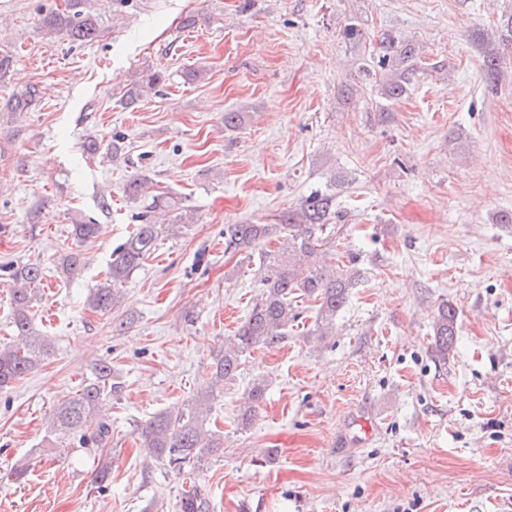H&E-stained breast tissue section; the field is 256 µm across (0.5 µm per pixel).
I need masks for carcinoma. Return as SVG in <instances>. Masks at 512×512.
Segmentation results:
<instances>
[{"mask_svg": "<svg viewBox=\"0 0 512 512\" xmlns=\"http://www.w3.org/2000/svg\"><path fill=\"white\" fill-rule=\"evenodd\" d=\"M42 24L45 31L63 34L79 45L97 40L100 29L98 17L83 10L82 0H66L64 10L47 13ZM418 52L410 43L397 44L390 37H382L377 56L372 62L388 75L383 84L384 94L393 99L406 95L415 75ZM163 82L161 74L148 70L125 93L124 104L135 108L145 93ZM37 89L30 85L11 94L6 110L27 112L36 102ZM126 194L141 204L137 214L140 224L133 234L115 250V258L108 277L92 289L88 304L96 311L106 312L120 299V285L156 250L162 224H184L186 214L181 201L164 193L150 192L148 178L134 177L126 183ZM335 204L332 194L317 193L307 200L301 211L288 214L281 224H229L224 228L227 251H243L275 239L281 241L278 252L268 256L260 266L263 292L254 303L248 317L235 334L224 343V353L211 364L209 384L198 391L191 405L175 415L159 412L138 428L143 447L162 459L173 472L201 465L209 456L224 447V436L206 427L211 404L224 382L234 378L241 358L257 347H273L286 337L288 326L300 318L295 298L306 296L318 302L316 332L328 335L326 329L336 319V312L346 303L349 291L355 287L359 274L337 269L299 266L294 256H311L324 240V231ZM98 225L84 222L71 226V236L79 243L94 238ZM0 272L14 283L12 309L18 340L0 344V387H6L35 369L49 354L46 340L33 335L31 326L33 287L43 279V268L37 263H18L6 259L0 263ZM458 313L449 304L438 307L434 319L433 336L435 357L448 359V350L457 336ZM121 386L112 376V363L99 361L93 368V377L70 398L58 403L52 414V433L58 438L80 436L85 442L104 449L109 444L111 426L100 421L90 431L88 424L102 403L116 397ZM264 381H255L238 409V425L249 428L260 404L264 401ZM178 512H210L209 500L197 488L184 491L177 502Z\"/></svg>", "mask_w": 512, "mask_h": 512, "instance_id": "obj_1", "label": "carcinoma"}]
</instances>
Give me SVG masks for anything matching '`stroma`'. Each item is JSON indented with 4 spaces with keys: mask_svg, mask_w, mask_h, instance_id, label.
<instances>
[{
    "mask_svg": "<svg viewBox=\"0 0 512 512\" xmlns=\"http://www.w3.org/2000/svg\"><path fill=\"white\" fill-rule=\"evenodd\" d=\"M62 2L0 0L13 58L0 101L40 89L29 111L0 112V259L41 264L32 325L51 345L0 389V512H177L193 485L210 512H512V224L498 221L512 211V0H87L100 36L86 45L42 29ZM386 34L421 53L398 100L362 70ZM148 69L164 82L126 109ZM116 134L122 155L84 153ZM141 174L193 221L162 234L121 304L93 311L90 288L137 224L123 186ZM318 191L336 196L323 259L359 274L335 335L315 334L300 299L286 338L244 355L213 401L223 452L173 473L138 427L205 386L280 248L225 253V225L279 223ZM90 219L100 232L77 244L71 225ZM74 250L86 265L67 276ZM446 302L458 336L443 363L432 323ZM101 359L123 386L110 444L54 441V406ZM258 379L266 400L239 429Z\"/></svg>",
    "mask_w": 512,
    "mask_h": 512,
    "instance_id": "1",
    "label": "stroma"
}]
</instances>
